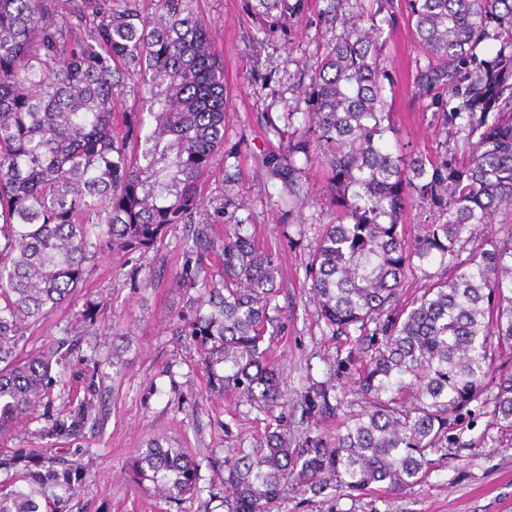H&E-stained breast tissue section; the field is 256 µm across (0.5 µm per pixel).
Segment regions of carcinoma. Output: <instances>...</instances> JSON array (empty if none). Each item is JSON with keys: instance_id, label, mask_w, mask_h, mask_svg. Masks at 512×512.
<instances>
[{"instance_id": "cac0c4a2", "label": "carcinoma", "mask_w": 512, "mask_h": 512, "mask_svg": "<svg viewBox=\"0 0 512 512\" xmlns=\"http://www.w3.org/2000/svg\"><path fill=\"white\" fill-rule=\"evenodd\" d=\"M195 3L0 0V434L51 397L61 347L26 352L19 342L84 282L97 233L144 254L170 228L193 225L172 274L188 293L176 335L201 352L211 394L238 393L267 413L284 398L266 345L279 311L276 252L247 233L233 201L193 222L227 112L221 51ZM310 3L250 0L248 22L284 38ZM399 11V0H326L319 16L332 36L304 64L284 149L263 157L302 205L296 156L330 170L336 216L306 273L332 332L359 333L348 356L362 361L369 405L309 448L288 447L277 427L252 448L228 449L224 512H274L290 482L315 496L374 483L399 492L448 447V430L490 383L493 419L512 427V371L495 364L512 353V237L488 229L501 207L512 211V0H405L426 57L414 95L445 134L433 152L405 153L389 139L394 82L383 60ZM129 81L139 111L124 107ZM416 207L435 220L409 241L399 227ZM480 226L483 242L462 256ZM415 260L441 274L405 303ZM333 391L312 384L308 409L336 414ZM95 411L85 396L47 433L74 435ZM0 464L23 482L0 493V512H39L43 488L71 483V469L45 466L35 449ZM198 468L164 438L128 462L137 487L169 500L198 491Z\"/></svg>"}]
</instances>
